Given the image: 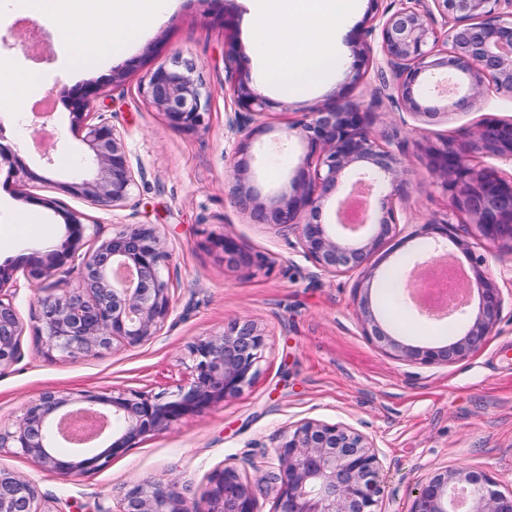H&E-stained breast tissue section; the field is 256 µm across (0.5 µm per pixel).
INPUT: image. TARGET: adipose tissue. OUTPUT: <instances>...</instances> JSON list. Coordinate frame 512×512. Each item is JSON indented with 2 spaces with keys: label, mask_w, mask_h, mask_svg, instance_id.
<instances>
[{
  "label": "adipose tissue",
  "mask_w": 512,
  "mask_h": 512,
  "mask_svg": "<svg viewBox=\"0 0 512 512\" xmlns=\"http://www.w3.org/2000/svg\"><path fill=\"white\" fill-rule=\"evenodd\" d=\"M174 0H0L58 22L76 42L77 67L106 64L117 48L152 30ZM250 18L255 70L281 91L316 90L333 84L343 64L342 41L358 0H244ZM94 27L102 38L81 44L82 30Z\"/></svg>",
  "instance_id": "obj_1"
}]
</instances>
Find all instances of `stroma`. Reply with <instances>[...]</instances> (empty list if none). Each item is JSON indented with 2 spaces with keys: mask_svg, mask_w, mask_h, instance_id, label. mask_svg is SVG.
Segmentation results:
<instances>
[{
  "mask_svg": "<svg viewBox=\"0 0 512 512\" xmlns=\"http://www.w3.org/2000/svg\"><path fill=\"white\" fill-rule=\"evenodd\" d=\"M397 8V0H360L359 12L344 39L345 66L332 88L281 95L272 85L254 89L272 104V131L252 144L251 167L265 192L284 188L287 174L305 154L297 141H284L279 129L302 119L311 106L332 103L337 94L373 103L381 85L377 70L356 80V40L371 7ZM241 0H176L150 33L137 38L106 69L73 71V45L56 25L38 15L0 10V64L11 71H37L16 112L0 111V147L18 152L26 171L10 173L0 163V226L16 224L29 212L41 222L23 238L0 239V265L19 263L35 252L60 245L67 236L61 212L46 207L60 200L64 209L86 216L85 249L130 224H152L172 259L162 271L170 289L171 314L158 336L136 346L115 345L109 352L80 359H46L33 319L38 297L69 287L58 275L44 284L25 277L7 292L23 325L21 356L0 371V421L19 417L42 392L64 394L132 389L172 395L190 380L189 348L222 332L235 319L252 320L265 334L255 382L236 397L184 416L147 435L137 448L112 459L103 470L69 479L45 470L12 448L0 449V470L29 478L46 512H96L109 508L126 487L145 478L173 477L189 501L203 502L216 471L235 467L244 482L258 474L242 467L245 456L271 455L288 427L312 419L348 425L377 446L392 490L381 512H410L411 487L441 469L460 467L491 476L500 491L512 490V248L486 247L456 225L457 239H469V252L455 242L449 254L466 260L481 256L505 299L500 321L485 344L449 365H421L391 359L364 335L354 316L357 274L330 276L317 269L296 244L293 233L256 223L231 193L236 141L224 132L235 108L225 55L237 47L246 70H253L250 35ZM194 59L210 91L203 127L172 128L142 94L146 75L174 56ZM127 71L120 85L112 75ZM87 80L102 81L97 112L120 128L135 167L144 172L124 206L91 205L58 190L81 172L88 152L82 131L72 128L62 94ZM49 99L51 109L38 107ZM488 117L512 119V100L491 93L473 109L428 126L389 102L378 104L376 131H399L406 146L409 198L406 222L376 255L370 282L379 320H386L380 292L390 276L405 279L423 257L427 241L418 231L446 209L447 196L428 160L416 146V127L428 140L471 139ZM23 188L31 201L15 197ZM238 242L245 251L267 257L266 265L233 269L225 265L217 242ZM396 337L427 347L447 343L448 323L404 307Z\"/></svg>",
  "mask_w": 512,
  "mask_h": 512,
  "instance_id": "stroma-1",
  "label": "stroma"
}]
</instances>
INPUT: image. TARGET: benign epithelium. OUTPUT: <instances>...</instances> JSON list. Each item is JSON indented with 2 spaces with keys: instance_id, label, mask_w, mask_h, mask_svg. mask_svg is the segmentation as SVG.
Returning <instances> with one entry per match:
<instances>
[{
  "instance_id": "benign-epithelium-1",
  "label": "benign epithelium",
  "mask_w": 512,
  "mask_h": 512,
  "mask_svg": "<svg viewBox=\"0 0 512 512\" xmlns=\"http://www.w3.org/2000/svg\"><path fill=\"white\" fill-rule=\"evenodd\" d=\"M360 65L376 66L387 76L388 99L401 112L433 122L473 108L488 92L512 98V0H400L394 11H379L371 0ZM234 68L235 109L224 129L238 140L232 194L261 224L292 230L303 254L324 273H359L355 312L363 331L390 357L423 365L450 364L477 351L497 327L504 296L473 259L468 281L477 289V309L448 311L460 322L458 336L440 346L419 347L393 336L372 307L371 258L396 233L408 197L406 158L396 134L374 131V106L340 97L330 107H314L304 118L282 128L305 149L303 164L291 176L287 194L264 196L246 175L253 141L270 131L263 117L270 103L250 84L240 54L226 55ZM102 84L91 80L65 91L71 124L85 130L90 149L85 172L60 185L68 195L103 207H121L130 198L141 169L134 168L120 131L105 119L93 121ZM143 94L169 124L180 130L204 125L209 102L196 62L180 56L153 69ZM419 150L448 197V206L418 232L432 242L423 262L442 258L453 226L465 218L475 238L488 246L512 245V180L492 167L471 164V154L512 162V119L489 117L465 143L440 146L423 139ZM350 171L368 183L381 203L380 215L367 224H329L325 198L335 193ZM68 235L42 257L18 267L0 265V370L20 355L23 327L3 291L14 287L16 271L30 281L55 277L74 261L82 246V215L64 212ZM219 246L232 266H262L265 258L244 252L223 239ZM170 254L152 224L126 225L86 253L73 270L77 285L38 300L36 334L44 355L80 358L119 343L135 346L151 340L166 321L171 297L162 270ZM264 336L249 320L239 319L224 331L190 347L191 379L175 398L135 390L76 396L46 391L26 404L19 418L0 423V448L22 455L60 476L93 474L113 458L136 447L146 435L183 416L200 412L241 393L258 376ZM105 439L98 452L93 442ZM243 463L277 485L274 512H377L384 493L383 468L375 445L350 426L303 420L288 427L275 447L274 462ZM411 512H457L461 496L476 502L475 512H512V492L495 489L491 477L466 470L440 471L411 488ZM30 480L0 471V512H43ZM113 512H258L257 486L242 481L234 468L214 473L203 506L190 505L178 483L147 478L116 500Z\"/></svg>"
}]
</instances>
